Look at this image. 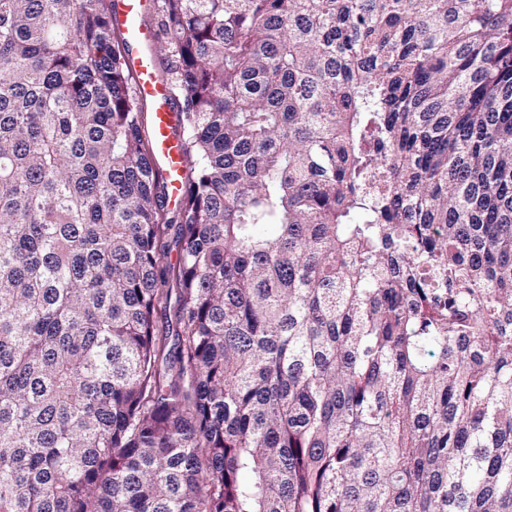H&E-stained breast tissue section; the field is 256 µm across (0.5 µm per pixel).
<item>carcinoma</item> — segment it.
I'll return each instance as SVG.
<instances>
[{
  "instance_id": "obj_1",
  "label": "carcinoma",
  "mask_w": 512,
  "mask_h": 512,
  "mask_svg": "<svg viewBox=\"0 0 512 512\" xmlns=\"http://www.w3.org/2000/svg\"><path fill=\"white\" fill-rule=\"evenodd\" d=\"M154 8L177 224L112 0H0V512H512V0Z\"/></svg>"
}]
</instances>
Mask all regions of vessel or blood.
<instances>
[{"mask_svg": "<svg viewBox=\"0 0 512 512\" xmlns=\"http://www.w3.org/2000/svg\"><path fill=\"white\" fill-rule=\"evenodd\" d=\"M149 8V0H114V18L127 37L129 64L137 76V91L152 105L157 142L153 166L166 177L169 197L175 200L181 189L178 180L182 162L177 138L179 110L170 88L156 73L153 34L142 23Z\"/></svg>", "mask_w": 512, "mask_h": 512, "instance_id": "vessel-or-blood-1", "label": "vessel or blood"}]
</instances>
